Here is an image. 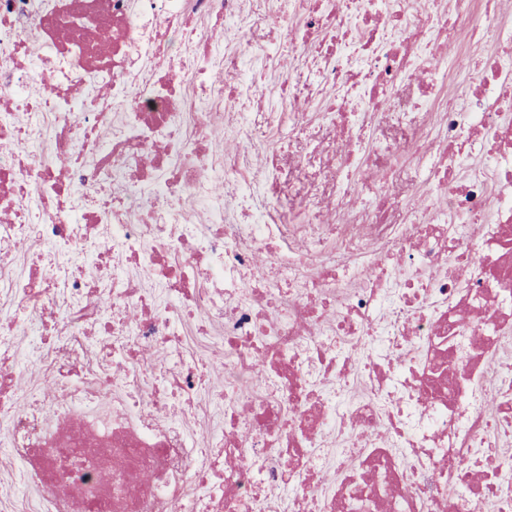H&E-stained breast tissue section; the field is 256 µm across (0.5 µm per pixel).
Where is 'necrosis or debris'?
Masks as SVG:
<instances>
[{"label":"necrosis or debris","instance_id":"necrosis-or-debris-1","mask_svg":"<svg viewBox=\"0 0 512 512\" xmlns=\"http://www.w3.org/2000/svg\"><path fill=\"white\" fill-rule=\"evenodd\" d=\"M259 9L0 0V296L34 316L0 325L7 455L42 512H512V12L288 0L306 75L268 93L200 39ZM327 87L325 148L280 163L257 129L307 126L269 94ZM368 127L422 209L350 180ZM295 199L312 219L276 218ZM17 245L47 263L18 276ZM32 370L55 388L18 406ZM202 394L224 424L196 438L167 411ZM400 169L401 171L398 179L403 185V194L401 199L404 205L412 208L419 203L421 199L419 194L422 192V188L415 178V172L411 165H405Z\"/></svg>","mask_w":512,"mask_h":512}]
</instances>
